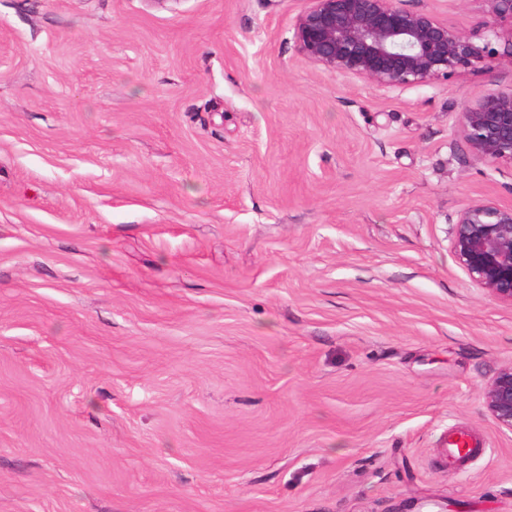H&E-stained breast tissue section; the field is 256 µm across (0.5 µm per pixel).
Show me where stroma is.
I'll return each instance as SVG.
<instances>
[{
  "label": "stroma",
  "mask_w": 512,
  "mask_h": 512,
  "mask_svg": "<svg viewBox=\"0 0 512 512\" xmlns=\"http://www.w3.org/2000/svg\"><path fill=\"white\" fill-rule=\"evenodd\" d=\"M397 4L491 65L325 70L307 0H0V512H512V305L450 237L512 205L459 130L512 56L486 0ZM484 398L487 412L498 428L512 433V365L497 372ZM478 444L465 432L448 433V441L442 450V462L447 464L448 460L458 461L461 458L476 453Z\"/></svg>",
  "instance_id": "35a3bbf8"
}]
</instances>
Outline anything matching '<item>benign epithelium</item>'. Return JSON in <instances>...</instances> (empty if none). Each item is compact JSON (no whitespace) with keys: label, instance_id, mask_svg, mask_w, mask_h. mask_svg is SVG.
Listing matches in <instances>:
<instances>
[{"label":"benign epithelium","instance_id":"benign-epithelium-1","mask_svg":"<svg viewBox=\"0 0 512 512\" xmlns=\"http://www.w3.org/2000/svg\"><path fill=\"white\" fill-rule=\"evenodd\" d=\"M296 19L293 39L305 60L340 75L392 91L448 80L485 60V50L448 28L432 13L408 10L394 0H308ZM481 27L498 36V23L512 21V0H487ZM460 129L477 160L512 162V90L485 94L461 113ZM453 253L469 277L491 297L512 304V206L473 202L451 229ZM487 412L512 433V365L485 391Z\"/></svg>","mask_w":512,"mask_h":512}]
</instances>
